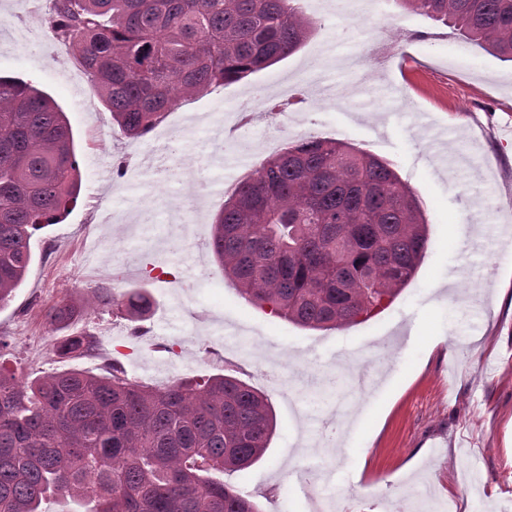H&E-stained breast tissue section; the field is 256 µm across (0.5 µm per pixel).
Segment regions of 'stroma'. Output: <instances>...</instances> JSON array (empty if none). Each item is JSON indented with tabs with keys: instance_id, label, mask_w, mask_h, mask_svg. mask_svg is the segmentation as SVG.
Returning a JSON list of instances; mask_svg holds the SVG:
<instances>
[{
	"instance_id": "35a3bbf8",
	"label": "stroma",
	"mask_w": 512,
	"mask_h": 512,
	"mask_svg": "<svg viewBox=\"0 0 512 512\" xmlns=\"http://www.w3.org/2000/svg\"><path fill=\"white\" fill-rule=\"evenodd\" d=\"M316 23L305 47L249 78L188 98L147 136L131 140L113 123L81 64L53 40L40 0H0V73L32 81L66 112L79 145L81 191L59 223L36 231L35 259L15 295L0 305V361L19 377L69 368L97 375L120 361L149 386L228 373L264 392L277 428L263 460L230 476L261 512H317L337 500L345 512H512V247L494 236L512 225V65L468 46L476 68L448 61L459 36L443 22L408 13L395 0H300ZM395 45L382 63L369 51ZM263 88L287 113L252 111ZM447 123L449 154L432 159L415 113ZM309 134L352 142L391 162L419 193L430 227L416 278L381 313L358 325L305 330L241 298L208 245L211 222L248 168ZM123 156L129 170L114 179ZM470 282L452 283L461 259ZM162 268L159 278L147 266ZM481 282V306L452 311L449 294ZM104 285L120 295L146 289L155 305L133 324L118 310L90 311L57 328L46 310L60 297L85 303ZM430 292L435 308L415 316ZM429 330L435 346L406 356L410 334ZM84 332L95 355L60 358L63 336ZM356 352L385 367L399 388L385 405L358 392L323 349ZM337 408L375 411L360 474L338 489L345 455L328 438L334 410L308 420L301 409L319 383ZM307 482L295 494L284 473Z\"/></svg>"
}]
</instances>
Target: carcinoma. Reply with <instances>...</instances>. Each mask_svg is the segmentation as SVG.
<instances>
[{"mask_svg": "<svg viewBox=\"0 0 512 512\" xmlns=\"http://www.w3.org/2000/svg\"><path fill=\"white\" fill-rule=\"evenodd\" d=\"M512 62V0H397ZM53 39L90 76L136 140L182 100L241 81L299 51L315 30L295 0H53ZM81 172L66 112L0 75V303L34 261L35 231L76 205ZM429 243L417 192L392 164L345 140L308 135L246 175L211 224L209 247L238 294L307 330L362 323L415 277ZM139 322L144 288L95 287L90 309ZM83 307H49L65 324ZM92 341L61 343L66 358ZM276 418L266 395L218 373L163 387L65 369L22 380L0 366V512L57 497L81 512H261L218 478L258 463Z\"/></svg>", "mask_w": 512, "mask_h": 512, "instance_id": "carcinoma-1", "label": "carcinoma"}]
</instances>
